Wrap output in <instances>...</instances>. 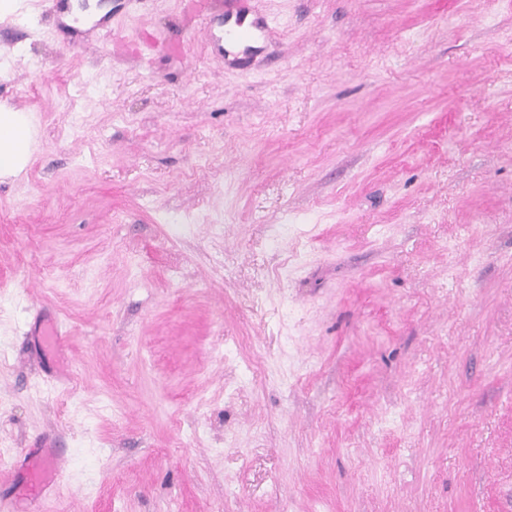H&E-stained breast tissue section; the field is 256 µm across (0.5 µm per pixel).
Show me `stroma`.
<instances>
[{
	"mask_svg": "<svg viewBox=\"0 0 512 512\" xmlns=\"http://www.w3.org/2000/svg\"><path fill=\"white\" fill-rule=\"evenodd\" d=\"M78 2L0 15V504L512 512V0ZM36 130L30 114L0 107V175L14 176L27 165ZM55 454L53 448H47L31 465L28 488L33 500L43 497L59 483V469L52 465Z\"/></svg>",
	"mask_w": 512,
	"mask_h": 512,
	"instance_id": "stroma-1",
	"label": "stroma"
}]
</instances>
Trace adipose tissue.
I'll return each instance as SVG.
<instances>
[{
    "label": "adipose tissue",
    "instance_id": "adipose-tissue-1",
    "mask_svg": "<svg viewBox=\"0 0 512 512\" xmlns=\"http://www.w3.org/2000/svg\"><path fill=\"white\" fill-rule=\"evenodd\" d=\"M36 130L30 114L0 107V175L13 176L27 165Z\"/></svg>",
    "mask_w": 512,
    "mask_h": 512
}]
</instances>
